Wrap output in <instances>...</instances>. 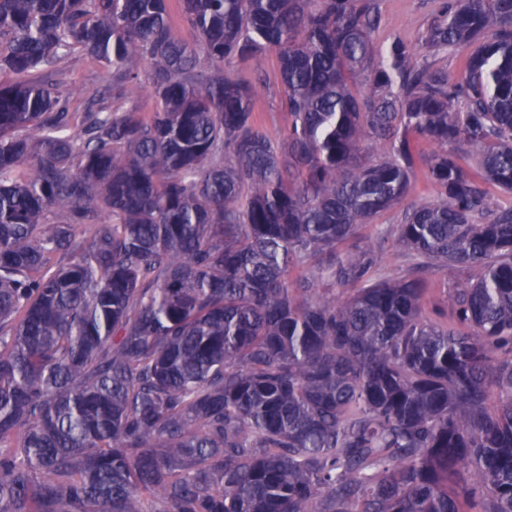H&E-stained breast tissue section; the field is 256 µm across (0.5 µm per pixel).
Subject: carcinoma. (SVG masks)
<instances>
[{
    "mask_svg": "<svg viewBox=\"0 0 512 512\" xmlns=\"http://www.w3.org/2000/svg\"><path fill=\"white\" fill-rule=\"evenodd\" d=\"M440 4L462 81L379 0H0V512H512V0ZM233 69L234 74L243 81H253L257 69L264 72L265 82L258 88L254 102L255 111L261 116L267 132L275 137L284 122L278 110L281 83L276 55L269 53L259 61L239 63ZM69 70V82L77 93L84 82L96 80L104 83L107 79V70L95 59L89 56L74 55L66 63ZM433 151V146L426 142L418 143V157L412 179L413 188L401 207L381 215L375 221L378 226L386 227L390 224H398L401 218V210L405 206L420 205L434 197V188L427 179V161Z\"/></svg>",
    "mask_w": 512,
    "mask_h": 512,
    "instance_id": "carcinoma-1",
    "label": "carcinoma"
}]
</instances>
